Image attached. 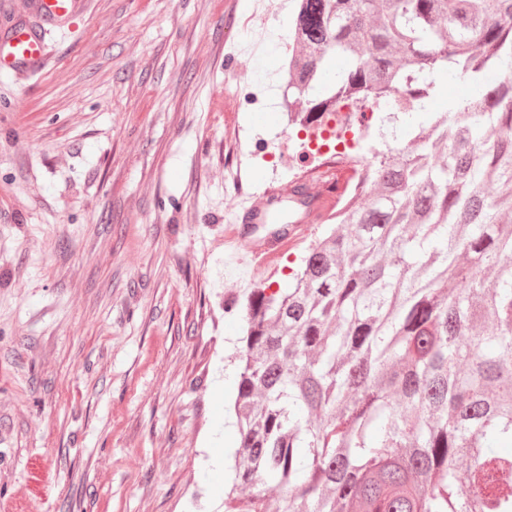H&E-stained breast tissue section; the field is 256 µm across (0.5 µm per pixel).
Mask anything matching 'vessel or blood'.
<instances>
[{
  "label": "vessel or blood",
  "mask_w": 512,
  "mask_h": 512,
  "mask_svg": "<svg viewBox=\"0 0 512 512\" xmlns=\"http://www.w3.org/2000/svg\"><path fill=\"white\" fill-rule=\"evenodd\" d=\"M85 0H37L36 17L8 28H0V74L38 73L45 62L48 29L81 12ZM334 180H320L315 191L313 215L331 209L339 193Z\"/></svg>",
  "instance_id": "vessel-or-blood-1"
}]
</instances>
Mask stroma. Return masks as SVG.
Segmentation results:
<instances>
[{"label": "stroma", "instance_id": "stroma-1", "mask_svg": "<svg viewBox=\"0 0 512 512\" xmlns=\"http://www.w3.org/2000/svg\"><path fill=\"white\" fill-rule=\"evenodd\" d=\"M250 0H87L34 76H0V512H224L232 300L277 288L323 224L274 256L224 193L225 132L284 139L269 88L281 17ZM285 9V0H251L250 20L265 25Z\"/></svg>", "mask_w": 512, "mask_h": 512}]
</instances>
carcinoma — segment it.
Here are the masks:
<instances>
[{"instance_id": "obj_1", "label": "carcinoma", "mask_w": 512, "mask_h": 512, "mask_svg": "<svg viewBox=\"0 0 512 512\" xmlns=\"http://www.w3.org/2000/svg\"><path fill=\"white\" fill-rule=\"evenodd\" d=\"M288 38L297 111L378 112V142L364 201L244 294L225 512H512V0H295ZM448 75L471 89L451 116ZM312 199L296 179L277 233Z\"/></svg>"}]
</instances>
